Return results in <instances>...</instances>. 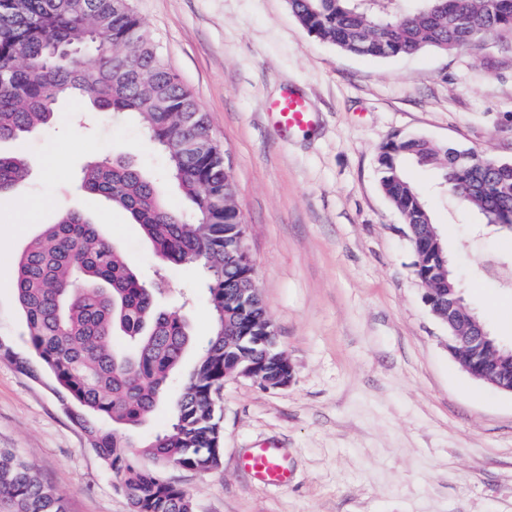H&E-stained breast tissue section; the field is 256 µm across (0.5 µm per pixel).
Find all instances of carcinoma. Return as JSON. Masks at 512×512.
<instances>
[{
	"label": "carcinoma",
	"mask_w": 512,
	"mask_h": 512,
	"mask_svg": "<svg viewBox=\"0 0 512 512\" xmlns=\"http://www.w3.org/2000/svg\"><path fill=\"white\" fill-rule=\"evenodd\" d=\"M301 26L319 41L358 56L392 58L425 50L480 52L489 37L512 45V0H288ZM65 98H83L95 112H134L145 141L166 158L165 178L189 201L172 210L155 182L121 159L89 162L81 188L103 197L139 225L165 265L201 272L214 325L192 370L183 378L168 426L143 445L159 464L144 468L117 428L141 424L165 397L193 335L183 315L155 302L148 284L102 234L99 225L68 210L33 237L7 276L25 317L38 367L19 363L38 379L50 373L68 395L72 420L86 434L133 512H194L189 494L168 482L161 467L208 471L221 463V425L215 395L261 355L280 365L271 337L254 346L236 338L270 329L262 301L243 307L238 290L252 267H224V241L240 232L243 216L232 193L221 147L178 75L157 52L144 22L124 0H0V142L51 122ZM441 171L448 195L486 224H512V170L484 186L486 174L467 150L421 136L392 139L379 150L381 189L410 225L411 246L431 223L426 200L411 186L404 163ZM24 157L0 152V195L25 185ZM421 282L461 287L454 270L419 252ZM0 509L66 512L35 468L0 448Z\"/></svg>",
	"instance_id": "cac0c4a2"
}]
</instances>
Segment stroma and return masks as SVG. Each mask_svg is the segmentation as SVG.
Returning a JSON list of instances; mask_svg holds the SVG:
<instances>
[{
	"instance_id": "obj_1",
	"label": "stroma",
	"mask_w": 512,
	"mask_h": 512,
	"mask_svg": "<svg viewBox=\"0 0 512 512\" xmlns=\"http://www.w3.org/2000/svg\"><path fill=\"white\" fill-rule=\"evenodd\" d=\"M131 4L226 153L257 286L293 370L279 389L226 379L216 398L220 466H169L166 479L188 492L194 512H512V395L473 380L449 355L448 331L422 300L403 219L377 169L379 147L404 135L512 162V52L489 44L477 54L365 58L310 36L288 0ZM290 89L316 114L306 132H282L269 111ZM14 148L31 165L26 193L37 205L19 213L0 197V268L62 211L79 210L142 277L162 273L160 303L181 309L205 343L212 309L197 268L161 266L138 225L79 188L85 163L125 157L182 209L138 116L107 119L64 101L51 124ZM50 156L63 161L52 177ZM406 171L467 303L511 344L512 283L497 270H512V238L444 194L435 169ZM0 341L14 353L0 357V448L32 463L66 512H131L52 380L20 370L36 355L4 276ZM197 356L186 351L168 400L124 430L126 441L143 444L167 426ZM262 447L285 454L287 486L255 483L242 469L245 450Z\"/></svg>"
}]
</instances>
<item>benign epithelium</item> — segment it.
Wrapping results in <instances>:
<instances>
[{"label":"benign epithelium","instance_id":"1","mask_svg":"<svg viewBox=\"0 0 512 512\" xmlns=\"http://www.w3.org/2000/svg\"><path fill=\"white\" fill-rule=\"evenodd\" d=\"M423 300L448 329V353L460 364L463 371L475 380L512 394V380L501 370L487 363L488 358L504 351L512 357V347L503 345L491 337L484 323L466 305L461 293L453 288L440 293L426 290ZM239 377L277 389L290 383L292 369L288 368L271 375L262 372L258 366L251 365L241 371Z\"/></svg>","mask_w":512,"mask_h":512}]
</instances>
